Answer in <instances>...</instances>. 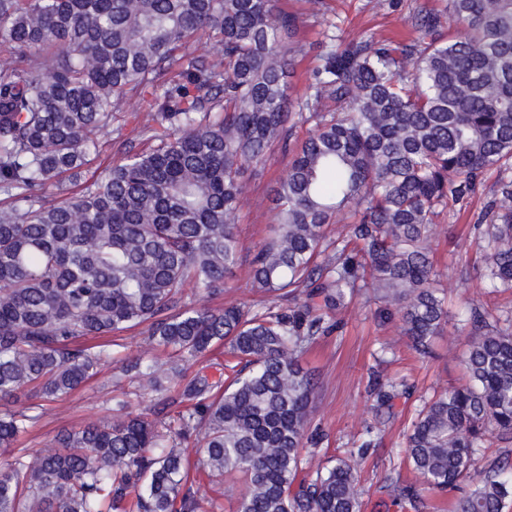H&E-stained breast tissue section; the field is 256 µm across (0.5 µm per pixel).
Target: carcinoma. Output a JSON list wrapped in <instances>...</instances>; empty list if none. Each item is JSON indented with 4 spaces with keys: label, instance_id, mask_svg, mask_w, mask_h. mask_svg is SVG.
Masks as SVG:
<instances>
[{
    "label": "carcinoma",
    "instance_id": "obj_1",
    "mask_svg": "<svg viewBox=\"0 0 512 512\" xmlns=\"http://www.w3.org/2000/svg\"><path fill=\"white\" fill-rule=\"evenodd\" d=\"M273 2L0 0V400H31L0 412V448L114 361V341L96 338L146 323L182 378L171 391L156 361L121 360L165 393L163 425L112 398L118 418L0 463V512H215L193 489L192 441L203 469L241 481L235 512H360L369 444L304 475V448L320 438L308 417L317 383L300 353L367 285L418 354L442 335L434 217L486 170H512V0H447L462 31L445 39L442 15L421 12L412 44L346 42L331 24L300 92L288 81L300 18ZM206 33L221 49L190 52ZM134 89L148 95L158 144L53 197L90 164ZM304 125L274 190L277 224L251 261L269 304L186 299L187 284L214 293L233 275L244 176L275 148L290 151ZM487 217L483 276L512 291V178ZM464 326L465 382L434 393L405 435L433 490L471 479L490 439L512 435V320L474 307ZM215 343L234 359L227 382L175 366ZM390 496L419 512L412 486L396 482ZM511 507L512 464L494 462L456 512Z\"/></svg>",
    "mask_w": 512,
    "mask_h": 512
}]
</instances>
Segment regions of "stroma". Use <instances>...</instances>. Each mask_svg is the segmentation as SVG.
I'll return each mask as SVG.
<instances>
[{
    "label": "stroma",
    "mask_w": 512,
    "mask_h": 512,
    "mask_svg": "<svg viewBox=\"0 0 512 512\" xmlns=\"http://www.w3.org/2000/svg\"><path fill=\"white\" fill-rule=\"evenodd\" d=\"M445 5L446 0H325L323 15L306 16L295 35L300 46L294 57L296 86H304L318 64L315 45L327 23H336L348 41L375 36L410 44L420 38L416 14L440 12ZM142 125L141 99L128 93L113 110L111 126L99 138L100 153L90 165V173L100 174L127 152L142 149L147 139ZM288 160L287 154L274 150L245 178V199L237 222L240 262L235 276L226 280L223 293L210 297L190 285L186 288L189 296L211 308L260 301V294L251 286L249 266L275 222L269 195L287 170ZM499 179L498 170L486 171L466 209L451 206L436 219L433 262L447 292L448 322L431 355L423 357L411 349L407 337L400 335L397 321L378 317L380 303L367 289L337 312L339 329L317 337L300 356L301 365L312 371L318 382L310 406V427L322 431L326 439L316 450V462L324 465L348 457L365 439L374 442L358 473L361 512H401L391 503L390 483L418 484L405 460L404 435L426 397L463 382L466 334L462 321L470 308L481 304L496 314L512 312V292H490L476 271L483 242L474 226L493 199ZM376 379L396 386L398 397L392 413L378 414L373 409L375 397L370 386ZM122 395L130 400L133 412L147 415L153 414L161 398L145 381L122 376L115 361L79 390L46 403L44 416L18 445L49 451L59 431L112 417L111 399Z\"/></svg>",
    "instance_id": "1"
}]
</instances>
